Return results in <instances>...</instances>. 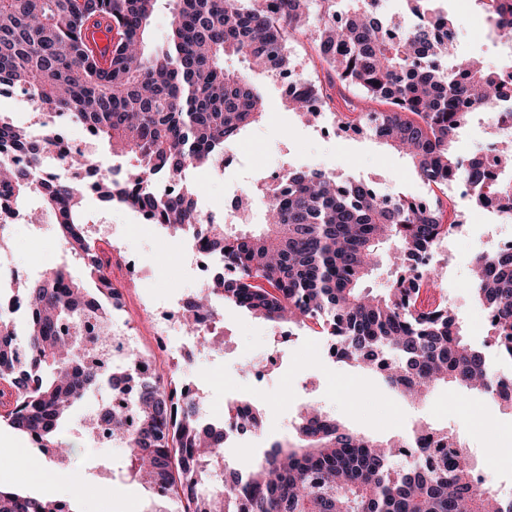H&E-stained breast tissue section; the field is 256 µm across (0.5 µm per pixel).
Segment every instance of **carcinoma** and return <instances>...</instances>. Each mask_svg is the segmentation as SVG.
Listing matches in <instances>:
<instances>
[{
  "instance_id": "obj_1",
  "label": "carcinoma",
  "mask_w": 512,
  "mask_h": 512,
  "mask_svg": "<svg viewBox=\"0 0 512 512\" xmlns=\"http://www.w3.org/2000/svg\"><path fill=\"white\" fill-rule=\"evenodd\" d=\"M159 0H0V94L20 89L50 109L36 134L0 114V196L41 197L39 218L51 217L66 253L83 276L68 267L41 273L17 289L28 306L26 329H16L0 309V383L16 398L0 413L4 422L36 443L48 459L68 458L63 436L72 410L94 391H114L141 366L139 354L121 365L90 367L70 326L84 308L115 289L110 260L82 233L80 194L68 181L36 184L32 172L6 162L13 153L37 161L51 134L73 122L86 125L112 157H131L135 182L108 178L94 185L104 201L180 230L195 210L193 188L157 199L148 182L191 169L212 168L224 145L265 116V101L250 72L270 73L288 62V36L317 22L318 57L345 87L382 104L385 111L337 112L338 127L366 135L411 159L429 185L469 182L472 205L512 198V181L493 179L475 160L464 165L456 149L469 110L501 103L498 71L461 61L457 28L434 0H405L414 23L399 21L378 0H168L174 15L168 42L148 45ZM512 43V0H475ZM115 31L104 62L86 39L92 26ZM237 57L248 70H230ZM286 106L304 119L330 107L316 82L287 95ZM73 179L83 180L89 157L66 158ZM437 201L422 208L406 197L395 207L375 197L371 184L327 170H288L286 184L266 207L265 224L239 232L226 224H201V249L220 257L224 271L186 304L183 328H196L193 313L224 310L213 300L276 327L311 324L336 339L337 359L380 375L402 397L429 394L447 384L479 390L512 408V375L492 369L448 308L436 297L438 269L419 280L413 260L432 253L453 225L443 222ZM398 271L391 288L373 295L361 288L383 248ZM470 288L492 313L484 346L512 366V250L482 251L471 261ZM133 428L108 399L96 407L91 434L100 424L124 448L123 477L141 484L175 509L146 512H512V498L478 487L460 438L419 424L408 437L435 436L456 447L457 460L435 467L394 464L397 444L355 434L320 408L307 405L295 426L296 441H275L240 473L223 467L224 422H209L198 403L170 382L146 378L138 385ZM242 429L263 427L260 409L234 401ZM0 512H73L48 496L24 495L0 486Z\"/></svg>"
}]
</instances>
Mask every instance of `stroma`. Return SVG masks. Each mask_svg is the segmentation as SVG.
<instances>
[{
    "instance_id": "1",
    "label": "stroma",
    "mask_w": 512,
    "mask_h": 512,
    "mask_svg": "<svg viewBox=\"0 0 512 512\" xmlns=\"http://www.w3.org/2000/svg\"><path fill=\"white\" fill-rule=\"evenodd\" d=\"M448 13L461 35L458 50L482 55L496 64L491 42L478 38L463 0H450ZM288 54L295 74L324 84L328 73L319 61L311 32L294 33L288 40ZM287 75H257L267 114L248 127L243 140L255 146L246 166L231 165L222 171H199L191 179L199 206L228 213L233 196L228 183L238 179L257 189L270 168L292 166L326 168L342 175L369 182L381 193L403 194L434 201L438 190L427 185L411 161L385 149L365 135L333 133L330 115L320 116L313 125L303 124L282 103L281 85ZM82 222L105 225L114 247L112 271L127 280L129 267H136L143 278L138 287L123 291L120 318L129 324L139 340V348L150 352L155 346L153 315L177 310L196 292L199 271L181 232L158 227L143 232L134 211L86 198ZM472 226L469 240L456 253L454 264L440 276L444 295L454 300V312L475 345H482L485 330L474 320L481 306L474 301L468 285L470 259L490 248L499 232L488 225L483 212L469 210ZM52 224L41 230L21 223L15 226L7 248V264L20 268L38 262L40 269L56 267L64 259L63 246L52 236ZM224 343L221 352L201 349L185 364L183 373L199 388L202 400L223 410L233 399L245 398L257 406L264 419L260 433L237 435L231 455L237 470H246L253 458L271 442L291 440L297 412L307 403L322 406L349 430L378 438L408 436L417 423H428L458 433L478 468L498 478L503 490L512 491V457L502 456L501 448H512V411L500 408L485 395L441 385L428 399L411 404L395 397L374 373L322 358L313 343L316 333L297 330L295 336L280 338L269 322L234 307H225ZM273 357L262 376H253L249 367ZM77 452L61 464L49 462L39 448L24 435L0 423V440H12L24 448L26 460L49 472L54 487L50 494L59 499L86 502L89 512H145L149 494L140 485L122 481L116 469L120 453L113 447H95L75 425L65 428Z\"/></svg>"
}]
</instances>
